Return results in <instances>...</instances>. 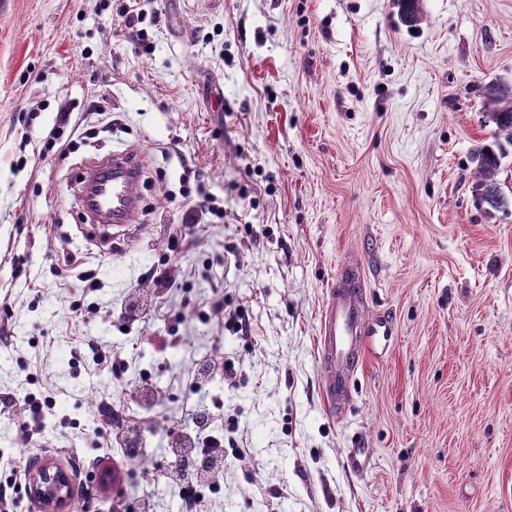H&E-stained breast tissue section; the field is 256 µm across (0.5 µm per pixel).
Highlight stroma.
I'll use <instances>...</instances> for the list:
<instances>
[{"label": "stroma", "mask_w": 512, "mask_h": 512, "mask_svg": "<svg viewBox=\"0 0 512 512\" xmlns=\"http://www.w3.org/2000/svg\"><path fill=\"white\" fill-rule=\"evenodd\" d=\"M138 2L148 55L110 28L124 0H0V397L36 380L57 400L46 447L19 446L14 411L0 450L80 474L86 512H132L141 495L181 512L153 465L197 403L196 364L221 354L241 375L213 382L215 421L241 457L203 512H512V207L473 196L474 149L495 130L484 88L512 83V0H423L414 30L398 0ZM91 100L103 113L71 153L21 148L23 123L40 140L60 107ZM33 101L46 105L34 119ZM122 150L141 165L140 214L103 246L74 190ZM200 183L223 223L170 203ZM351 254L391 334L336 417L316 338ZM153 267L170 287L144 283ZM81 271L99 290L82 292ZM217 288L247 336L212 316ZM78 337L124 348L123 378L73 358ZM105 393L125 426L148 420L150 468L98 433ZM352 448L370 453L363 474ZM112 458L123 479L86 498L84 476Z\"/></svg>", "instance_id": "stroma-1"}]
</instances>
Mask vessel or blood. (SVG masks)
<instances>
[{
	"instance_id": "obj_1",
	"label": "vessel or blood",
	"mask_w": 512,
	"mask_h": 512,
	"mask_svg": "<svg viewBox=\"0 0 512 512\" xmlns=\"http://www.w3.org/2000/svg\"><path fill=\"white\" fill-rule=\"evenodd\" d=\"M83 211L95 229L123 232L136 218L140 205L141 174L131 155L113 153L85 172ZM361 263L341 267L329 289L321 315L318 338L321 391L330 411H337L348 395L349 381L360 369L377 330L363 303Z\"/></svg>"
}]
</instances>
